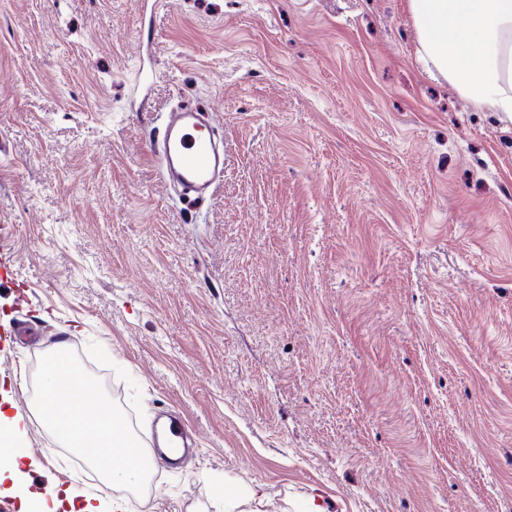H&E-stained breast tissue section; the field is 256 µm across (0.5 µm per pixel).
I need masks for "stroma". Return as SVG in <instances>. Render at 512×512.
Returning a JSON list of instances; mask_svg holds the SVG:
<instances>
[{
	"label": "stroma",
	"instance_id": "35a3bbf8",
	"mask_svg": "<svg viewBox=\"0 0 512 512\" xmlns=\"http://www.w3.org/2000/svg\"><path fill=\"white\" fill-rule=\"evenodd\" d=\"M405 2L0 0V512L112 496L24 396L61 337L146 445L197 435L127 512H512V123ZM184 104L200 207L152 152ZM204 112L188 105L171 112L158 152L163 178L179 186L184 195L194 196L200 206L224 171V150Z\"/></svg>",
	"mask_w": 512,
	"mask_h": 512
}]
</instances>
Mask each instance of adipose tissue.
<instances>
[{
    "mask_svg": "<svg viewBox=\"0 0 512 512\" xmlns=\"http://www.w3.org/2000/svg\"><path fill=\"white\" fill-rule=\"evenodd\" d=\"M418 33L420 55L478 107L512 122V0H406ZM65 342L44 359L37 405L44 425L68 448L96 442L107 456H90L107 488L136 491L152 478L150 451L107 408L96 383L76 375ZM69 392L60 400V392Z\"/></svg>",
    "mask_w": 512,
    "mask_h": 512,
    "instance_id": "ef3b65f1",
    "label": "adipose tissue"
}]
</instances>
